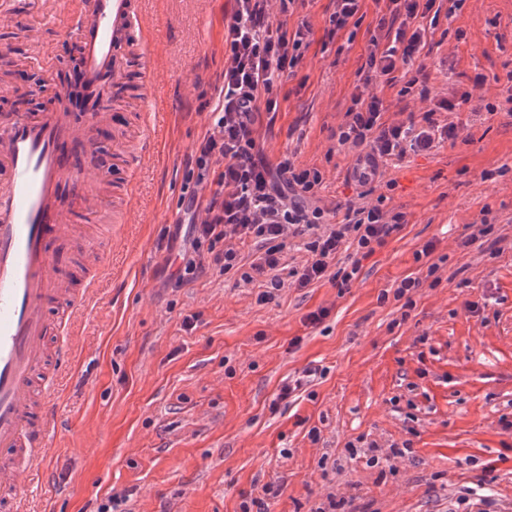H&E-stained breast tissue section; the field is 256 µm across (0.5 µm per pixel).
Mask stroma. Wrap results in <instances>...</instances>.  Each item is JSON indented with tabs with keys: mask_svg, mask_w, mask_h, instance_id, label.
Segmentation results:
<instances>
[{
	"mask_svg": "<svg viewBox=\"0 0 512 512\" xmlns=\"http://www.w3.org/2000/svg\"><path fill=\"white\" fill-rule=\"evenodd\" d=\"M231 7L156 0L145 50L128 53L131 73L154 68L149 92L125 91L92 121L101 150L83 173L98 203L87 221L101 227L96 254L119 276L100 280L70 341L52 451L25 484L29 512H99L114 496L118 512H241L254 499L264 512H315L332 498L347 512H512V429L500 423L512 420V0H464L440 15L420 58L431 99L400 96L401 76L371 85L390 123L438 98L473 99L446 115L455 143L407 153L363 186L349 178L355 150L332 133L386 0H365L336 33L334 0L289 15V28L308 22L312 42L277 90L275 117L257 123L266 156L320 169L322 209L360 199L406 224L367 258L337 255L338 266H359L348 288L288 277L266 303L258 282L240 277L254 244L238 245L237 270L191 272L178 288L166 287L177 266L157 248L168 233L178 250L189 237L188 160L224 99ZM80 10L79 0H31L0 16V55L40 85L0 83V116L57 108L80 55ZM144 140L155 161L131 173L114 144L132 154ZM123 207L132 221L116 240L107 229ZM429 243L433 254L420 257ZM429 274L436 282L410 291L412 308L394 299L403 278ZM320 308L328 317L307 324ZM288 383L296 391L279 400ZM360 437L366 447L351 451Z\"/></svg>",
	"mask_w": 512,
	"mask_h": 512,
	"instance_id": "stroma-1",
	"label": "stroma"
}]
</instances>
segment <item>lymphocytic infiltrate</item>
<instances>
[{"label": "lymphocytic infiltrate", "mask_w": 512, "mask_h": 512, "mask_svg": "<svg viewBox=\"0 0 512 512\" xmlns=\"http://www.w3.org/2000/svg\"><path fill=\"white\" fill-rule=\"evenodd\" d=\"M297 0H233L224 16V101L212 131L197 144L193 161L196 182L214 181L216 188L207 200L191 192L188 208L203 209L204 217L192 229L190 248L183 253L186 270L212 268L226 273L235 268L238 252L229 240L253 242L261 249L252 269L263 276L260 300L273 298L281 286L277 270L284 252L288 228L308 234L306 249L311 259L292 270L299 287L327 279L338 288L348 287L354 271L337 268L336 255L348 238L368 256L384 246L405 224L401 212L388 213L381 205L347 207L342 221L327 224L323 209L309 207L323 182L317 168H300L281 156L270 161L256 136L261 113L279 109L277 84L293 74L310 46L311 28L300 24L288 30L273 22V15H287ZM437 0H388V17L380 18V36L371 38L365 71L351 95L346 121L335 132L339 144L363 147L372 167L401 159L407 151H428L455 140L454 123L440 122L439 111L458 112L471 101L470 95L440 99L434 110L401 123H386V106L368 93L373 80L407 70L411 77L401 95L418 93L428 98V77L413 65L425 45L421 24Z\"/></svg>", "instance_id": "lymphocytic-infiltrate-1"}]
</instances>
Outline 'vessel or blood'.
Returning <instances> with one entry per match:
<instances>
[{"mask_svg": "<svg viewBox=\"0 0 512 512\" xmlns=\"http://www.w3.org/2000/svg\"><path fill=\"white\" fill-rule=\"evenodd\" d=\"M142 20L143 0H84L78 37L87 93L101 94L106 74L114 85L124 83L125 56ZM89 141L63 103L0 122V169L7 175L0 183V512H27L22 480L49 453L56 387L34 385L49 361L66 355L49 339L76 335L82 310L109 270L99 262L78 291L65 271L75 235L59 189L69 184L72 197H81L76 152Z\"/></svg>", "mask_w": 512, "mask_h": 512, "instance_id": "b4317fda", "label": "vessel or blood"}]
</instances>
